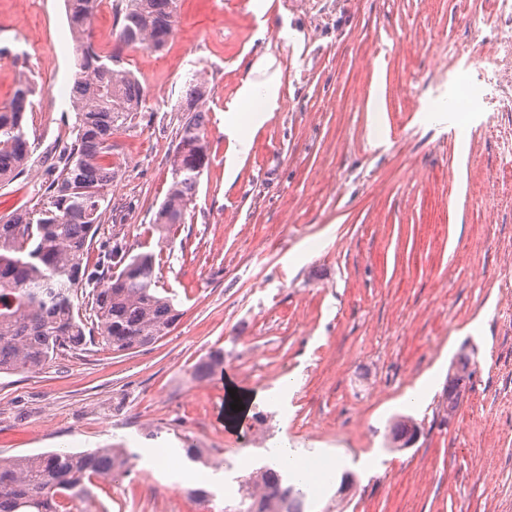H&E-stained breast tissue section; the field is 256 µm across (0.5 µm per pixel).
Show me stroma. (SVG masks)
Returning <instances> with one entry per match:
<instances>
[{"mask_svg": "<svg viewBox=\"0 0 512 512\" xmlns=\"http://www.w3.org/2000/svg\"><path fill=\"white\" fill-rule=\"evenodd\" d=\"M0 0V102L37 94L33 152L0 184V216L34 207L47 152L70 144L77 44L65 0ZM114 0L94 46L136 63L157 103L117 133V175L89 251L155 255L181 316L155 343L98 345L0 374V456L126 448L134 477L99 483L105 512H221L237 477L291 454L333 459L306 512H512V28L499 0H178L162 54L119 47ZM273 55L279 106H236ZM208 81L210 163L182 224L153 219L171 183L185 79ZM255 126L235 173L224 126ZM224 363L195 368L210 351ZM470 383L447 412L448 373ZM257 396L255 439L226 426L227 380ZM414 418L412 447L388 445ZM211 449L190 462L185 442ZM215 492L213 504L189 490ZM418 431V427L409 416H400L396 418L390 428V444L393 447L404 448L406 444L405 438L409 434H413Z\"/></svg>", "mask_w": 512, "mask_h": 512, "instance_id": "obj_1", "label": "stroma"}]
</instances>
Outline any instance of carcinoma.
<instances>
[{
	"label": "carcinoma",
	"instance_id": "carcinoma-1",
	"mask_svg": "<svg viewBox=\"0 0 512 512\" xmlns=\"http://www.w3.org/2000/svg\"><path fill=\"white\" fill-rule=\"evenodd\" d=\"M96 0H65L71 33L78 44L71 88L75 138L53 164L37 210L0 217V373L35 371L57 356L95 343L114 352L148 346L167 335L180 317L174 299L157 288L154 256L129 255L113 247L89 271L88 251L109 206L115 169L112 138L129 129L145 108V88L124 66L121 54L100 55L88 35ZM115 14L122 46L161 49L177 23V0H117ZM35 89L17 82L11 99L0 104V182L24 173L32 145L25 115ZM207 83L199 74L186 82L178 143L170 160L172 181L155 215L167 234L184 223L200 176L209 164L201 102ZM106 281L92 290L95 325L80 317V285ZM224 363V350L211 351L196 369L201 376ZM469 359L448 374V411L470 381ZM418 431L409 416L396 418L390 444L402 448ZM136 454L98 448L0 456V512H99L94 488L100 480L124 476ZM305 493L296 477L276 465L243 478L224 512H304Z\"/></svg>",
	"mask_w": 512,
	"mask_h": 512
}]
</instances>
